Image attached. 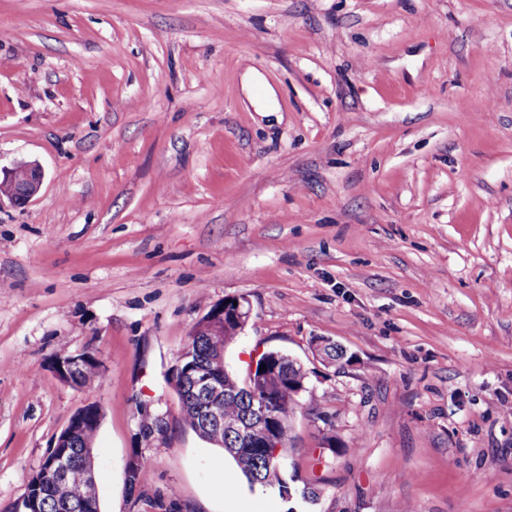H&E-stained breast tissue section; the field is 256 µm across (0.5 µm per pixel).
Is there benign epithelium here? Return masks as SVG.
Wrapping results in <instances>:
<instances>
[{
    "label": "benign epithelium",
    "instance_id": "obj_1",
    "mask_svg": "<svg viewBox=\"0 0 512 512\" xmlns=\"http://www.w3.org/2000/svg\"><path fill=\"white\" fill-rule=\"evenodd\" d=\"M44 181V171L37 163H25L16 166L0 180V196L5 195L15 205L27 204L40 190ZM250 311L244 305V300L224 302L214 307L199 321L196 331L220 340L238 335L245 327ZM338 344L322 337L312 341V349L316 358L327 366L349 364V361H332L326 356L329 348ZM280 353H267L249 368L246 378L234 380L224 368V354L220 353L214 359V366L205 371L187 365L180 370L182 380L189 384L192 390L206 398L208 420L211 428L209 435L215 444H224V439L232 440L240 448H272L273 456L280 453L278 443L279 432L283 420L273 411L271 399L274 390L284 374L289 372V362ZM266 369H260L261 365ZM100 360L88 353L65 358L56 363V372L64 381L75 386L82 382V374L88 368L98 369ZM245 393L248 404L247 419L224 418V397L238 391ZM102 408L97 403H88L81 407L70 419L66 428L59 434L55 444L45 459L47 470L39 471L27 481L24 497L15 504V512H33L36 499L34 492L39 489L43 475L51 473L57 480L66 481L70 478L77 458H82L85 468L84 499L87 503L98 502V491L94 478L93 446H84L80 454L74 453L73 443L77 436L83 434L88 424L100 425Z\"/></svg>",
    "mask_w": 512,
    "mask_h": 512
}]
</instances>
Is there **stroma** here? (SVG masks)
Here are the masks:
<instances>
[{
	"label": "stroma",
	"mask_w": 512,
	"mask_h": 512,
	"mask_svg": "<svg viewBox=\"0 0 512 512\" xmlns=\"http://www.w3.org/2000/svg\"><path fill=\"white\" fill-rule=\"evenodd\" d=\"M33 161L0 200V512L90 402L100 512H512V0H0V173ZM233 297L227 370L308 372L289 500L181 418ZM243 90L251 106L257 112H269L273 109L276 94L273 88L265 84L262 77L253 70L243 76ZM44 171L37 163H25L4 173L0 180V199L6 195L14 205L27 204L40 190ZM100 366L101 362L95 355L82 353L58 361L55 369L61 379L75 386H79L82 382L81 375L85 373L87 368H94L97 371L98 368L100 370Z\"/></svg>",
	"instance_id": "1"
}]
</instances>
